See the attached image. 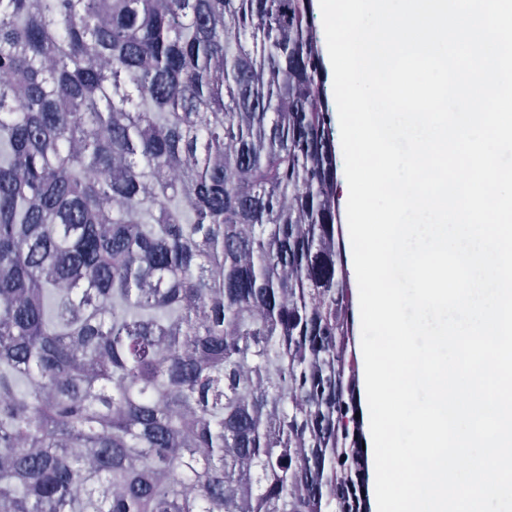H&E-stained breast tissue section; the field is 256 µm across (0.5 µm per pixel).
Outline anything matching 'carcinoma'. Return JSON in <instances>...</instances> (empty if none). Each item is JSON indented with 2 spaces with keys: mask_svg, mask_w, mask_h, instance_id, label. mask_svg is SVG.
Here are the masks:
<instances>
[{
  "mask_svg": "<svg viewBox=\"0 0 512 512\" xmlns=\"http://www.w3.org/2000/svg\"><path fill=\"white\" fill-rule=\"evenodd\" d=\"M309 0H0V512H346Z\"/></svg>",
  "mask_w": 512,
  "mask_h": 512,
  "instance_id": "1",
  "label": "carcinoma"
}]
</instances>
